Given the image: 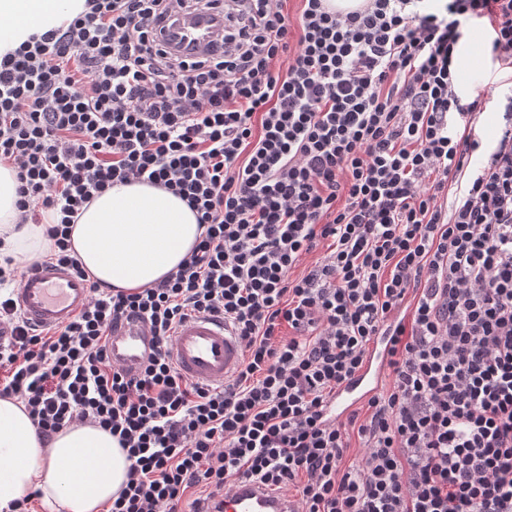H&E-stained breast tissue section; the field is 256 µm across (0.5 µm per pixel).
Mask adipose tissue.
<instances>
[{
	"instance_id": "obj_1",
	"label": "adipose tissue",
	"mask_w": 512,
	"mask_h": 512,
	"mask_svg": "<svg viewBox=\"0 0 512 512\" xmlns=\"http://www.w3.org/2000/svg\"><path fill=\"white\" fill-rule=\"evenodd\" d=\"M85 0H0V51L73 19ZM15 170L0 165V246L14 257L46 255L42 224H19ZM199 237L196 215L163 188L117 186L84 205L72 247L90 280L137 289L175 272ZM130 462L108 431L76 424L41 441L23 404L0 398V512L25 493H41L44 512H108Z\"/></svg>"
}]
</instances>
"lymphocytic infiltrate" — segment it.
<instances>
[{
	"label": "lymphocytic infiltrate",
	"mask_w": 512,
	"mask_h": 512,
	"mask_svg": "<svg viewBox=\"0 0 512 512\" xmlns=\"http://www.w3.org/2000/svg\"><path fill=\"white\" fill-rule=\"evenodd\" d=\"M286 2L86 0L0 56V164L20 223L53 215L47 263L82 272L71 226L118 185L163 187L202 230L156 285H91L47 330L6 289L37 261L5 257L0 397L42 439L76 423L117 439L130 466L108 512H222L241 477L298 512H512V81L487 139L454 68L478 19L512 68V0ZM215 5L222 52L157 42L165 18ZM192 315L242 346L224 384L172 361ZM124 318L155 338L136 376L106 354ZM378 336L388 386L326 420Z\"/></svg>",
	"instance_id": "lymphocytic-infiltrate-1"
}]
</instances>
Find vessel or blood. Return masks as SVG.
Instances as JSON below:
<instances>
[{
	"instance_id": "b4317fda",
	"label": "vessel or blood",
	"mask_w": 512,
	"mask_h": 512,
	"mask_svg": "<svg viewBox=\"0 0 512 512\" xmlns=\"http://www.w3.org/2000/svg\"><path fill=\"white\" fill-rule=\"evenodd\" d=\"M220 19L215 12L185 14L179 22L164 26L161 37L174 52L195 57L214 50ZM90 289L69 269L45 265L29 272L14 295L15 306L27 323L49 328L68 323L87 303ZM152 348V335L140 323L119 322L112 328L107 344L113 362L129 374H137ZM172 358L185 377L209 385L228 381L241 367L242 349L223 320L192 316L177 329ZM386 366L378 347H371L364 368L347 385L337 390L326 413L332 419L345 418L359 403L374 395ZM224 512H296L288 494L274 493L243 477L224 497Z\"/></svg>"
}]
</instances>
